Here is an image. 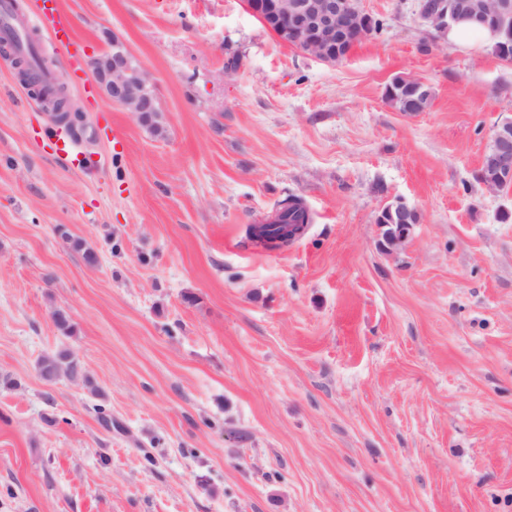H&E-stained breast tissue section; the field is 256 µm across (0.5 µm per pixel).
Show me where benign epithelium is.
I'll list each match as a JSON object with an SVG mask.
<instances>
[{
	"label": "benign epithelium",
	"instance_id": "1",
	"mask_svg": "<svg viewBox=\"0 0 512 512\" xmlns=\"http://www.w3.org/2000/svg\"><path fill=\"white\" fill-rule=\"evenodd\" d=\"M488 6L473 0L466 4L454 0L448 21L430 18L432 26L445 31L454 24L474 23L491 30L493 36L512 40V25L504 20L512 16V0H487ZM247 8L267 29L277 28L285 44L328 62L338 53L340 38L351 30L366 33L370 18L359 0H246ZM132 57L116 40L112 50L90 62L100 91L113 103L131 112L139 122L160 118L161 109L154 94L151 76L142 68L131 66ZM44 105L51 118L75 126L83 120L78 110H59L46 99ZM496 147L495 161L499 180L487 185L493 192L512 187V120L498 125L492 134Z\"/></svg>",
	"mask_w": 512,
	"mask_h": 512
}]
</instances>
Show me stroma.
I'll return each instance as SVG.
<instances>
[{
	"label": "stroma",
	"mask_w": 512,
	"mask_h": 512,
	"mask_svg": "<svg viewBox=\"0 0 512 512\" xmlns=\"http://www.w3.org/2000/svg\"><path fill=\"white\" fill-rule=\"evenodd\" d=\"M60 3L96 164L56 155L0 54V512H512V192L477 178L512 63L418 0H360L385 28L333 64L244 0ZM116 41L163 134L84 92ZM397 77L426 111L386 102ZM289 196L304 233L247 242ZM398 199L418 222L387 245ZM61 350L91 386L41 378Z\"/></svg>",
	"instance_id": "1"
}]
</instances>
